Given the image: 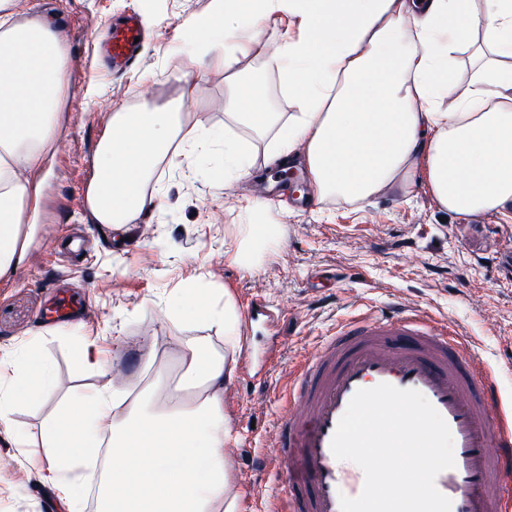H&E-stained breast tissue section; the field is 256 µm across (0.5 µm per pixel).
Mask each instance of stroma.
<instances>
[{
	"mask_svg": "<svg viewBox=\"0 0 512 512\" xmlns=\"http://www.w3.org/2000/svg\"><path fill=\"white\" fill-rule=\"evenodd\" d=\"M210 0H22L57 30L66 49L61 127L33 173L40 184L25 221L32 237L15 273L0 278V348L34 344L59 386L41 403L19 407L11 435H0V512H46L50 486L38 461L19 456L17 442L39 436L42 420L69 392L125 385L138 374L150 345L174 370L180 340L205 338L223 348L214 325L173 317L186 286L215 298L232 294L238 310L249 300L265 310L242 323L236 376L224 393L232 435L225 450L239 491V512H264L280 492L275 391L288 369L357 315L386 316L392 306L423 311L452 324L497 376L512 402V221L494 213L445 212L425 180L353 205L340 199L294 204L299 191L265 156L270 138L232 123L222 105L247 95L209 69L181 23L207 12ZM135 13L150 32L134 68L109 70L96 53L107 27ZM204 72L202 95L185 111L237 140L251 160L246 175H224V154L164 160L152 180L154 210L109 228L95 224L85 204L98 141L109 134L113 108L160 110L177 99V76L188 60ZM251 224H274L279 245L255 264L230 262ZM82 300L78 319L53 324L45 314L55 289ZM93 343L101 366H82L79 348ZM268 378L256 388L251 376ZM128 386V385H125ZM149 404H172L170 388L128 386Z\"/></svg>",
	"mask_w": 512,
	"mask_h": 512,
	"instance_id": "35a3bbf8",
	"label": "stroma"
}]
</instances>
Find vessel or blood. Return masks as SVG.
<instances>
[{
	"mask_svg": "<svg viewBox=\"0 0 512 512\" xmlns=\"http://www.w3.org/2000/svg\"><path fill=\"white\" fill-rule=\"evenodd\" d=\"M145 32L139 16L113 28L115 69L136 63ZM381 383L421 392L447 422L455 465L435 485L451 512H512V410L453 326L402 307L341 322L294 365L277 436L283 488L271 512H340L341 496L361 494L363 470L344 468L331 441L355 392Z\"/></svg>",
	"mask_w": 512,
	"mask_h": 512,
	"instance_id": "1",
	"label": "vessel or blood"
}]
</instances>
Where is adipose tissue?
Masks as SVG:
<instances>
[{
    "label": "adipose tissue",
    "instance_id": "1",
    "mask_svg": "<svg viewBox=\"0 0 512 512\" xmlns=\"http://www.w3.org/2000/svg\"><path fill=\"white\" fill-rule=\"evenodd\" d=\"M207 15L182 23L200 54L241 75L239 46L213 40L226 19L260 43L262 21L278 14L290 31L268 63L297 107L286 123L262 101L229 97L231 116L257 133L274 132L271 163L301 154L318 198L365 203L425 176L439 205L468 216L512 220V0H212ZM472 65L457 91L459 50ZM66 51L40 14L0 0V278L23 259L25 207L38 194L29 173L56 132ZM167 112L117 106L98 143L86 207L94 223L127 224L153 207L147 186L165 157L190 153L213 134L182 103L199 97L203 77L185 69ZM183 318L224 331L223 350L201 337L180 343L178 384L186 400L142 414V398L104 390L60 406L41 424L38 443L52 487L53 512H81L84 474L101 447L109 460L100 512H239L224 444L231 428L224 391L236 374L240 318L186 288ZM56 385L50 365L25 344L0 358V423Z\"/></svg>",
    "mask_w": 512,
    "mask_h": 512
}]
</instances>
